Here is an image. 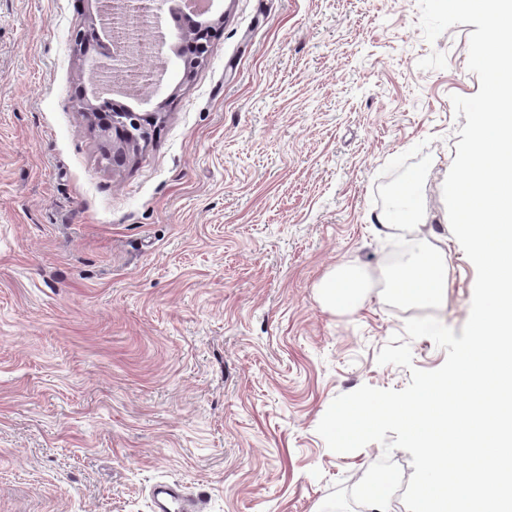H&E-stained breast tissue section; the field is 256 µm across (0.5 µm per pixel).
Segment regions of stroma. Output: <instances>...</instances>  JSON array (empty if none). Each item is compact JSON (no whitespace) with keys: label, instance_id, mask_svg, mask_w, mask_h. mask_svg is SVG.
Here are the masks:
<instances>
[{"label":"stroma","instance_id":"1","mask_svg":"<svg viewBox=\"0 0 512 512\" xmlns=\"http://www.w3.org/2000/svg\"><path fill=\"white\" fill-rule=\"evenodd\" d=\"M95 8L0 0V512H153L162 480L206 512H319L383 455L328 449L331 402L409 384L377 362L408 318L469 317L442 187L475 27L427 41L418 0H216L206 64L172 60L116 171L77 108ZM415 177L438 306L387 288L414 243L379 217ZM345 262L373 285L339 312L319 285Z\"/></svg>","mask_w":512,"mask_h":512}]
</instances>
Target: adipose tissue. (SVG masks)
I'll list each match as a JSON object with an SVG mask.
<instances>
[{
	"label": "adipose tissue",
	"instance_id": "ef3b65f1",
	"mask_svg": "<svg viewBox=\"0 0 512 512\" xmlns=\"http://www.w3.org/2000/svg\"><path fill=\"white\" fill-rule=\"evenodd\" d=\"M416 180L399 185L392 198L390 211L380 218L381 224L399 222L407 231L417 230L424 217L415 207ZM448 263L445 252L427 241L417 243V250L390 275L389 286L399 300L411 303L441 302L448 292ZM326 306L336 310H356L365 301L369 284L362 270L342 263L321 283Z\"/></svg>",
	"mask_w": 512,
	"mask_h": 512
}]
</instances>
